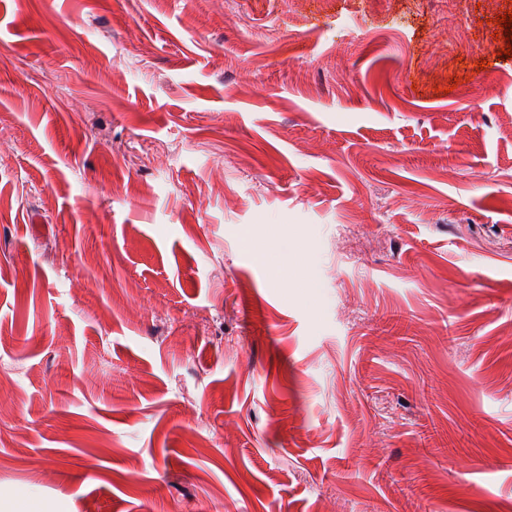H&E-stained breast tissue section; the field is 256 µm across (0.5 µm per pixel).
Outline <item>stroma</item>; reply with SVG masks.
<instances>
[{
  "instance_id": "obj_1",
  "label": "stroma",
  "mask_w": 512,
  "mask_h": 512,
  "mask_svg": "<svg viewBox=\"0 0 512 512\" xmlns=\"http://www.w3.org/2000/svg\"><path fill=\"white\" fill-rule=\"evenodd\" d=\"M508 13L0 0V490L507 512Z\"/></svg>"
}]
</instances>
